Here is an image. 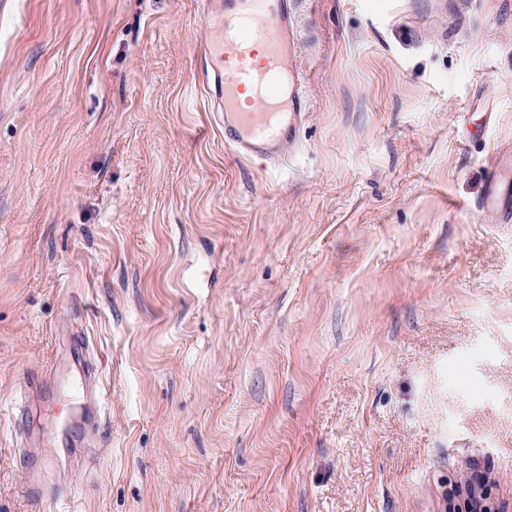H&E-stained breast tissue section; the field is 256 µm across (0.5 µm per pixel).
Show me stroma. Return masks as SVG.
I'll use <instances>...</instances> for the list:
<instances>
[{"mask_svg": "<svg viewBox=\"0 0 512 512\" xmlns=\"http://www.w3.org/2000/svg\"><path fill=\"white\" fill-rule=\"evenodd\" d=\"M287 165L224 146L197 0H0V512L14 402L78 512H512V0H299ZM102 360L99 413L69 380ZM96 446L83 457V439ZM496 170L479 207L498 222L510 223L512 221V199L510 200L509 195L503 191L501 186L502 168L497 166ZM486 477L482 474L473 475L472 479L466 483L465 497L463 498L465 512H491L492 506L484 493L478 496V489L482 486Z\"/></svg>", "mask_w": 512, "mask_h": 512, "instance_id": "obj_1", "label": "stroma"}]
</instances>
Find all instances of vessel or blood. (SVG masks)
<instances>
[{"mask_svg": "<svg viewBox=\"0 0 512 512\" xmlns=\"http://www.w3.org/2000/svg\"><path fill=\"white\" fill-rule=\"evenodd\" d=\"M297 0H224L215 11L201 10L204 28L217 35L196 47L203 64V88L219 110L224 144L242 158L263 159L279 168L298 145L297 134L309 109L305 78L294 68L300 32ZM498 222L512 221V196L493 175L480 203ZM28 466L27 487L38 497L60 502L46 480L39 455L19 451Z\"/></svg>", "mask_w": 512, "mask_h": 512, "instance_id": "obj_1", "label": "vessel or blood"}]
</instances>
